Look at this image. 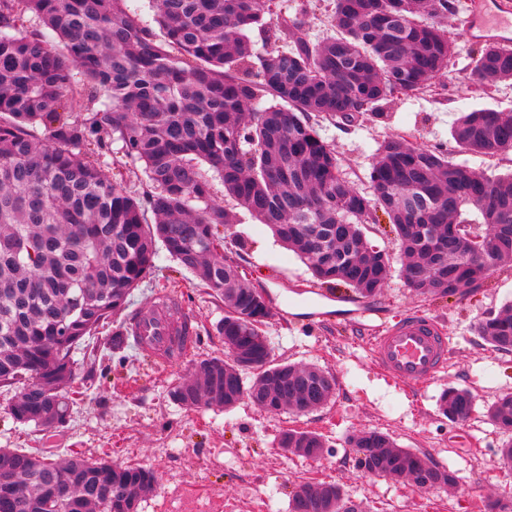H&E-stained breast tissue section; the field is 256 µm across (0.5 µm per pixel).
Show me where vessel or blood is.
Instances as JSON below:
<instances>
[{"label":"vessel or blood","instance_id":"b4317fda","mask_svg":"<svg viewBox=\"0 0 512 512\" xmlns=\"http://www.w3.org/2000/svg\"><path fill=\"white\" fill-rule=\"evenodd\" d=\"M470 33L501 45L512 44V0H479L468 21ZM357 327L371 340L372 359L395 383L406 387L432 381L448 366L452 350L444 325L420 313H410L396 324L382 322L375 307L362 306L356 313ZM181 334L185 350L198 343L195 321L180 313L177 322L163 314L141 316L131 329L135 347H151L166 363L179 362L169 354L173 334Z\"/></svg>","mask_w":512,"mask_h":512}]
</instances>
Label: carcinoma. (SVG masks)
I'll use <instances>...</instances> for the list:
<instances>
[{"label":"carcinoma","instance_id":"obj_1","mask_svg":"<svg viewBox=\"0 0 512 512\" xmlns=\"http://www.w3.org/2000/svg\"><path fill=\"white\" fill-rule=\"evenodd\" d=\"M126 2L0 0V395L13 421L65 426L82 395L64 386L76 376V354L95 358L91 339L109 324L108 349L130 346L127 323L112 318L163 259L224 299L217 335L241 346L266 335L268 304L224 257L217 180L314 278L362 297L392 276L390 256L363 231L377 209L405 258L399 277L417 292L462 294L483 275L451 242L439 275L418 276L427 242L411 243L416 224H483L479 236L459 233L471 247L490 240L498 263L512 259L511 175L476 172L441 146L393 134L378 144L364 193L341 174L313 121L381 119L392 95L430 90L452 50L442 26L450 0H332L336 35L316 42L274 0H156L157 30ZM27 12L38 26L19 24ZM255 27L262 52L245 34ZM470 80H512V50L485 45ZM77 99L84 106L75 111ZM451 137L461 152L495 156L512 147V122L476 108L453 122ZM116 156L140 172L142 192L105 176L102 164ZM410 191L430 203L415 219L399 206ZM338 224L349 234L336 236ZM475 330L512 350V319L489 316ZM276 369L286 380L273 391L266 380ZM206 382L202 391L179 383L169 397L186 408L224 406L222 363L212 362ZM314 383L281 363L242 379L273 414L302 404ZM488 417L508 436L502 460L512 464V393ZM423 462L406 449L389 460L403 472ZM4 475L27 512H115L155 486L145 466L78 455L56 462L43 448H0Z\"/></svg>","mask_w":512,"mask_h":512}]
</instances>
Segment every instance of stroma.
Here are the masks:
<instances>
[{
    "instance_id": "1",
    "label": "stroma",
    "mask_w": 512,
    "mask_h": 512,
    "mask_svg": "<svg viewBox=\"0 0 512 512\" xmlns=\"http://www.w3.org/2000/svg\"><path fill=\"white\" fill-rule=\"evenodd\" d=\"M454 2L455 10L444 21L454 53L431 91L391 97L383 106L390 116L386 124L366 116L351 125L321 121L342 175L361 191L369 189L366 174L378 142L392 134L421 146L444 144L449 160L457 163L495 174L512 171V151L471 156L450 137L459 112L481 107L512 112V82L495 85L487 95L470 88V66L481 45L467 34L468 0ZM276 4L278 12L299 15L306 38L334 35L331 0ZM222 203L232 218L224 232V253L238 262L246 282L262 291L270 305L273 362L333 373L338 380L334 399L304 415H271L247 401L231 409H186L171 402L170 389L193 375L194 360L223 355L215 326L224 316V304L192 274L163 261L150 281L135 289L128 311H152L160 287L173 289L196 319L199 343L193 361L165 366L133 347L97 358L91 371L78 372L75 385L83 395L66 426L55 432L15 423L0 399V448H46L57 461L74 453L122 461L135 451L138 463L156 475V489L143 498L140 512H185L184 494L198 487L221 496L224 512H243L250 493L266 497L273 512H288L294 487L304 481L339 483L347 499L368 512H393L396 499L404 512H467L472 500L500 498L512 486V468L500 460L504 436L487 418L486 408L512 392V351L496 350L471 327L512 301V263L497 266L482 287L462 295L416 294L394 276L370 298L386 321L418 311L446 324L454 350L446 375L411 392L384 377L372 362L367 338L350 321L360 298L347 287L313 279L268 227L233 199ZM447 388L472 391V421L453 423L440 413L438 399ZM287 429L322 435L324 458L310 461L280 453L275 440ZM369 430L388 434L398 447L432 464L451 466L456 487L417 496L406 482L364 476L350 439Z\"/></svg>"
}]
</instances>
